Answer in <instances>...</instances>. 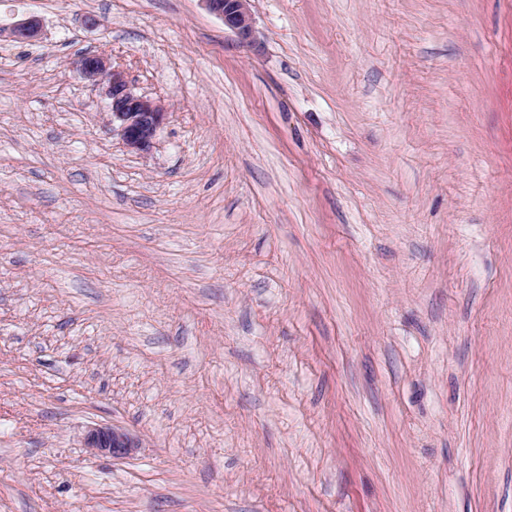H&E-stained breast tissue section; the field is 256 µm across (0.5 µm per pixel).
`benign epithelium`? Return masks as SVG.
I'll return each instance as SVG.
<instances>
[{"label": "benign epithelium", "instance_id": "obj_1", "mask_svg": "<svg viewBox=\"0 0 512 512\" xmlns=\"http://www.w3.org/2000/svg\"><path fill=\"white\" fill-rule=\"evenodd\" d=\"M205 8L217 16L224 26L244 43L257 41L255 20L251 11L252 0H201ZM38 16L29 14L9 25H0V39L33 41L41 33ZM81 74L102 86L108 99L112 123L118 127L123 143L130 150L146 154L152 147L165 117L163 107L157 102L135 94L125 73L112 66L106 53H90L76 61ZM86 447L108 454L113 458L129 455L138 447L136 440L124 429L114 425L98 426L85 437Z\"/></svg>", "mask_w": 512, "mask_h": 512}]
</instances>
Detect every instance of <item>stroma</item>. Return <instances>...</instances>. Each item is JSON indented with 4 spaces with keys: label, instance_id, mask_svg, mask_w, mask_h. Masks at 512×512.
Here are the masks:
<instances>
[{
    "label": "stroma",
    "instance_id": "obj_1",
    "mask_svg": "<svg viewBox=\"0 0 512 512\" xmlns=\"http://www.w3.org/2000/svg\"><path fill=\"white\" fill-rule=\"evenodd\" d=\"M252 12L0 0V512H512V0ZM205 8L217 16L243 43L257 41L255 20L251 11L252 0H200ZM41 29L40 18L29 14L9 25H0V40L5 37L14 41H33L39 37ZM81 74L102 85L108 99L112 127H118L123 143L130 150L146 154L152 147L166 112L157 102L135 94L125 73L112 66L106 53H90L76 61ZM86 448L108 454L113 458L129 455L138 444L124 429L114 425L98 426L85 437Z\"/></svg>",
    "mask_w": 512,
    "mask_h": 512
}]
</instances>
